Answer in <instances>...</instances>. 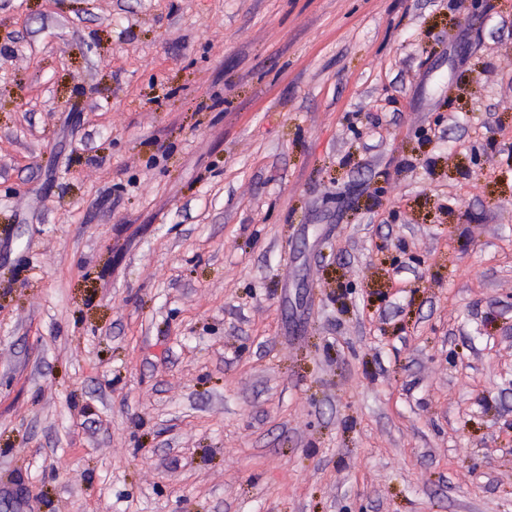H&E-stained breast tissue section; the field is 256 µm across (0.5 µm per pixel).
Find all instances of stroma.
Segmentation results:
<instances>
[{"mask_svg": "<svg viewBox=\"0 0 512 512\" xmlns=\"http://www.w3.org/2000/svg\"><path fill=\"white\" fill-rule=\"evenodd\" d=\"M0 512H512V0H0Z\"/></svg>", "mask_w": 512, "mask_h": 512, "instance_id": "35a3bbf8", "label": "stroma"}]
</instances>
